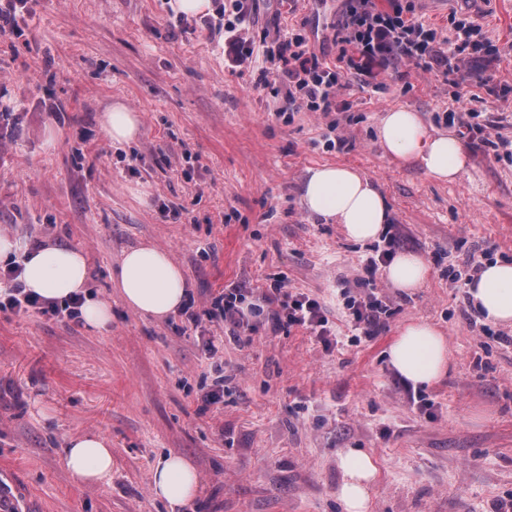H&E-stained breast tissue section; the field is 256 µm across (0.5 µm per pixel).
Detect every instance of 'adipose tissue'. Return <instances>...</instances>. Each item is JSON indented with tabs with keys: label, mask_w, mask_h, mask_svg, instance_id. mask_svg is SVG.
Segmentation results:
<instances>
[{
	"label": "adipose tissue",
	"mask_w": 512,
	"mask_h": 512,
	"mask_svg": "<svg viewBox=\"0 0 512 512\" xmlns=\"http://www.w3.org/2000/svg\"><path fill=\"white\" fill-rule=\"evenodd\" d=\"M384 152L403 165L420 164L438 182H453L465 168L466 154L452 134H431L418 114L405 108L384 112L378 127ZM301 202L308 214L333 219L356 242L375 239L389 221L387 201L374 183L360 171L324 164L309 169L302 185ZM20 255V280L27 291L51 301L84 293L88 262L77 249L45 244L23 245L0 235V260ZM430 275L427 262L413 253L398 254L384 269L392 287H421ZM112 281L123 302L134 311L157 320L178 312L188 299L187 277L170 255L141 244L125 250L112 272ZM468 292L483 317L512 325V261L483 265L469 283ZM390 366L413 387H426L443 379L452 361L443 334L434 326L414 321L405 325L389 344ZM64 463L77 484L107 486L112 482V445L95 432L71 439ZM343 473L336 496L344 512H367L370 488L378 469L371 454L351 448L340 456ZM156 498L168 512H184L198 491L195 467L185 457L170 453L160 457L151 470Z\"/></svg>",
	"instance_id": "1"
}]
</instances>
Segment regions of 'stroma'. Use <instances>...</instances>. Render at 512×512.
Returning <instances> with one entry per match:
<instances>
[{
	"instance_id": "1",
	"label": "stroma",
	"mask_w": 512,
	"mask_h": 512,
	"mask_svg": "<svg viewBox=\"0 0 512 512\" xmlns=\"http://www.w3.org/2000/svg\"><path fill=\"white\" fill-rule=\"evenodd\" d=\"M416 2L440 36L463 13L512 53V0ZM168 3L29 0L23 36L0 40V232L86 252L88 290L112 307L104 330L0 311V475L28 512H167L150 472L173 451L200 480L187 512H344L339 456L359 448L378 467L368 512H498L512 499V327L477 316L467 283L484 263L512 260V164L470 144L458 180L439 183L387 156L377 135L386 110L448 130L452 87L409 64L378 87L342 90L349 111L281 116L257 73H230L223 35L199 16L177 25ZM341 7L258 0L254 33L303 27L332 63ZM490 74L470 87L469 106L512 141V62ZM118 99L140 117L125 145L103 126ZM334 133L346 147H329ZM322 164L375 181L391 210L377 239L352 241L305 211L302 183ZM393 235L431 276L411 292L377 277L391 314L378 335L353 341L344 294ZM142 243L183 269L196 321L122 302L110 272ZM277 280L319 300L338 343L301 327L225 326V289ZM412 320L435 325L453 360L423 389L426 412L385 356ZM219 374L224 398L213 404ZM89 430L112 443L111 485L76 487L65 467L67 441Z\"/></svg>"
}]
</instances>
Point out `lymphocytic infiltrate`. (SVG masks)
Here are the masks:
<instances>
[{
  "instance_id": "1",
  "label": "lymphocytic infiltrate",
  "mask_w": 512,
  "mask_h": 512,
  "mask_svg": "<svg viewBox=\"0 0 512 512\" xmlns=\"http://www.w3.org/2000/svg\"><path fill=\"white\" fill-rule=\"evenodd\" d=\"M257 0H224L209 18L211 30L224 34V54L235 68L246 70L254 62L253 35ZM274 45L267 51L266 68L260 74L261 87L284 95L282 112H339L349 110L340 99L341 89L350 83L377 85L379 77L408 62L428 71L441 68L456 89V106L449 109L448 124L458 125L462 137L489 143L491 134L481 113L465 106L466 87L483 82V70L498 63L502 52L486 36L482 26L469 15H455L447 41H440L436 28L416 16L414 0H388L387 8H377L374 0H345L342 18L333 35L336 62L328 64L310 47L301 29L275 33ZM377 260H369L363 277L357 279L360 297H349L346 305L352 323L361 335H377L389 315L386 298L376 294ZM20 266L6 269L1 276L12 281L8 293L0 297V311L20 312L37 309L53 317L75 318L80 299L58 305L25 292L19 277ZM225 323L233 328L253 331L252 320L264 317L272 329L302 327L320 336L327 335V319L320 303L303 295L288 293L281 284L262 291L257 302H247L242 293L224 296Z\"/></svg>"
}]
</instances>
